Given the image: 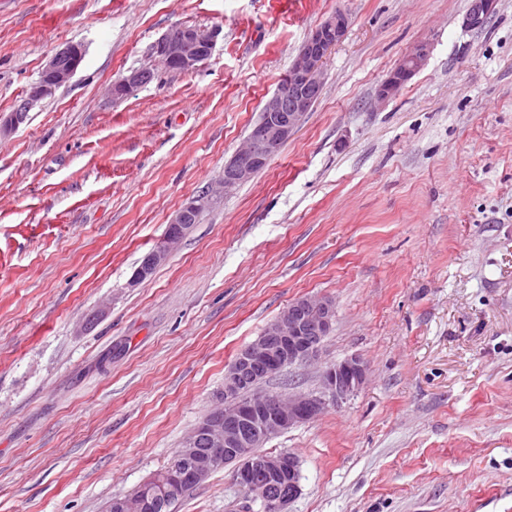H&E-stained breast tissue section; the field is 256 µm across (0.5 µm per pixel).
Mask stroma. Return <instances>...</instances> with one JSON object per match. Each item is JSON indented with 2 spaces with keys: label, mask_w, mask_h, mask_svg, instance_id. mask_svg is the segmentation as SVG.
<instances>
[{
  "label": "stroma",
  "mask_w": 512,
  "mask_h": 512,
  "mask_svg": "<svg viewBox=\"0 0 512 512\" xmlns=\"http://www.w3.org/2000/svg\"><path fill=\"white\" fill-rule=\"evenodd\" d=\"M0 0V113L69 43L81 67L0 139V512H107L170 462L291 301L331 297L315 362L263 390L362 388L268 441L285 512H512V0ZM349 18L307 121L146 279L175 210L222 175L307 36ZM175 25L218 30L198 70ZM399 94L378 85L416 44ZM155 78L113 101L131 69ZM175 512H262L215 470ZM218 35V30L173 26L157 40L152 54L169 71L193 72L212 56ZM429 54V45L425 42L417 44L401 60L399 65L380 84L376 98L384 103L395 97L401 88L424 65Z\"/></svg>",
  "instance_id": "stroma-1"
}]
</instances>
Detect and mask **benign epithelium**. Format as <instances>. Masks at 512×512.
I'll return each mask as SVG.
<instances>
[{
    "label": "benign epithelium",
    "instance_id": "benign-epithelium-1",
    "mask_svg": "<svg viewBox=\"0 0 512 512\" xmlns=\"http://www.w3.org/2000/svg\"><path fill=\"white\" fill-rule=\"evenodd\" d=\"M490 8V0H472L468 23L481 24ZM348 24L347 15L338 10L310 34L288 72V82L265 100L260 119L240 148L224 163L222 177L205 190L185 198L169 224L170 232L146 254L133 280L145 279L165 263L194 216L265 168L305 123L322 89L323 65L346 35ZM218 35L217 30L204 32L173 26L157 40L152 54L169 71L193 72L212 56ZM428 54L429 45L425 42L410 50L378 87L377 100L384 103L395 97L424 65ZM84 55L79 43L56 51L12 111L0 113V138L13 133L36 104L66 85L79 69ZM153 76L150 67L129 70L112 84V100L125 98L132 90L148 84ZM335 317L330 298L302 297L290 303L267 324L260 336L244 347L224 374V410H212L182 443L184 467L191 483H203L222 458L233 456L237 459L233 477L238 486L264 503L267 512H283L287 502L300 490L298 458L290 452L257 456L249 449L259 441H267L313 419L329 404L355 394L365 382L366 364L358 357H351L325 367L322 392L318 395L295 393L278 397L269 392H252L243 399L241 394L261 375L270 376L313 360ZM201 435L210 446L205 454L196 448Z\"/></svg>",
    "mask_w": 512,
    "mask_h": 512
}]
</instances>
